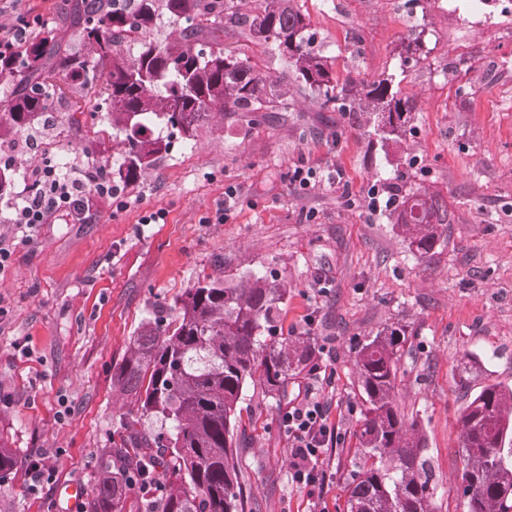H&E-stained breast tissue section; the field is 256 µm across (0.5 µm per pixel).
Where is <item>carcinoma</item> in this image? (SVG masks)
Returning a JSON list of instances; mask_svg holds the SVG:
<instances>
[{"mask_svg": "<svg viewBox=\"0 0 512 512\" xmlns=\"http://www.w3.org/2000/svg\"><path fill=\"white\" fill-rule=\"evenodd\" d=\"M64 0L57 24H75L83 48L62 47L55 29L15 44L0 57V139L24 133L52 109L47 87L98 90L121 140L124 178L131 182L152 163L160 141L146 136L155 124L191 140L216 114L288 109L280 82L250 58L224 51L214 36L224 26L251 37L288 61L293 80L326 109L378 112L383 139L406 132L414 101L399 97L396 76L338 84L325 57L309 49L308 24L294 0ZM183 24L180 39L158 43L150 35L162 13ZM141 34L137 54L118 46ZM395 224L410 250L424 257L451 223L448 206L414 193L396 209ZM288 289L266 274L239 281L205 278L186 289L172 316H156L133 338L112 383L130 399L120 419L118 452L162 468L164 492L139 512H246L237 463L239 403L247 385L271 397L310 364V337L276 339L277 318ZM407 326L390 325L355 347L362 409L357 434L360 463L347 512H436V482L425 439L396 405L398 363ZM166 427L155 433L152 422ZM466 466L457 496L467 512H512V388L483 387L461 416ZM127 468L105 467L91 512H127Z\"/></svg>", "mask_w": 512, "mask_h": 512, "instance_id": "1", "label": "carcinoma"}]
</instances>
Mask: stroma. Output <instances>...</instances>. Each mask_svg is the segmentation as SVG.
<instances>
[{
	"label": "stroma",
	"instance_id": "obj_1",
	"mask_svg": "<svg viewBox=\"0 0 512 512\" xmlns=\"http://www.w3.org/2000/svg\"><path fill=\"white\" fill-rule=\"evenodd\" d=\"M59 2L0 0V26L37 16L42 33L55 27ZM443 2H295L337 82L399 75L400 93L415 102L400 141L381 142L364 118L321 108L294 86L289 110L256 126L228 112L190 141L155 127L164 147L126 184V208L102 199L85 221L58 214L23 242L7 225L14 199H0V239L13 251L0 272V439L17 457L0 480V512H89L128 409L112 371L133 337L197 279L249 272L287 287L278 326L283 336L313 338L319 369L291 379L281 397L244 392L238 463L255 512L311 508L288 474V437L277 419L315 377L341 435L324 457L336 475L325 499L329 512H344L362 408L354 348L397 322L408 327L397 404L425 438L437 512H464L459 415L485 385L512 388V0H489L478 18ZM417 35L425 54L406 61L403 47ZM223 43L272 74L288 69L247 31L225 29ZM52 110L54 121L29 131L27 152L14 155L15 189L41 154L70 168L120 156L88 88H69ZM297 167L320 172L321 181L299 188L288 178ZM230 184L238 202L219 224ZM375 190L446 203L453 221L433 252L409 249L390 209L371 207ZM159 211L160 223H145ZM321 277L330 283L323 296ZM468 352L479 363L463 383L456 366ZM40 454L57 477L36 489L27 469ZM71 483L83 489L72 503L59 494Z\"/></svg>",
	"mask_w": 512,
	"mask_h": 512
}]
</instances>
